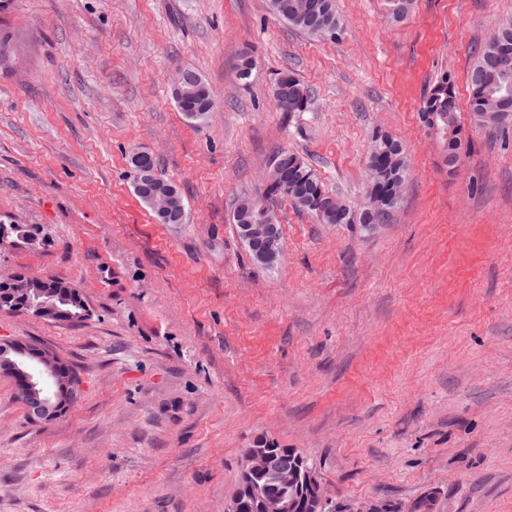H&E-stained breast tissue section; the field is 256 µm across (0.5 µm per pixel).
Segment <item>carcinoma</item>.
<instances>
[{
    "instance_id": "carcinoma-1",
    "label": "carcinoma",
    "mask_w": 512,
    "mask_h": 512,
    "mask_svg": "<svg viewBox=\"0 0 512 512\" xmlns=\"http://www.w3.org/2000/svg\"><path fill=\"white\" fill-rule=\"evenodd\" d=\"M414 0H386L387 14L394 22L403 21L412 11ZM278 18L288 26L309 35L337 37L342 23L336 14L334 0H271ZM184 80L173 88V97L179 111L195 124L204 123L214 109V101L205 80L191 69L183 70ZM512 88V20L505 19L493 37L483 45L468 73V111L474 121L486 127H495L512 116V105L498 106L492 99L501 95L504 86ZM273 99L276 108L292 116L305 112L312 98L307 86L292 72H282L274 82ZM421 119L434 137L443 142L447 163H457L465 138L458 117L455 78L442 73L429 88L420 104ZM389 136L382 134L371 140L367 177L378 184L375 197L366 198L358 206L329 192L313 165L298 153L280 152L272 161L260 192L241 199L235 206L232 223L257 224L263 215V206L275 205L280 200L290 201L297 209L308 213L320 224H370L371 213L383 207L394 209L400 199L390 198L392 178H406L405 152L386 150ZM132 172H146L148 180L134 186L141 202H146L149 189L169 194L178 204L176 213L168 218L153 213L160 224H184L187 209L181 194L171 183L155 176V159L142 153L129 158ZM30 297L46 302L40 318L52 322L80 323L88 319L83 295L70 282L53 278L25 277ZM23 295L0 289V311L15 312L25 307Z\"/></svg>"
}]
</instances>
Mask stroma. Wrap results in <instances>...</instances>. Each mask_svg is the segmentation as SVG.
Wrapping results in <instances>:
<instances>
[{
	"label": "stroma",
	"instance_id": "obj_1",
	"mask_svg": "<svg viewBox=\"0 0 512 512\" xmlns=\"http://www.w3.org/2000/svg\"><path fill=\"white\" fill-rule=\"evenodd\" d=\"M338 40L268 0H7L0 40V221L40 248L0 274L76 285L71 325L0 312V338L64 354L82 393L29 423L0 376V512H224L258 439L303 452L338 512H512V121L475 125L467 73L512 0H336ZM255 63L239 77L244 59ZM215 109L178 112V70ZM312 90L279 112L278 74ZM470 139L456 170L420 119L443 71ZM404 146L400 205L370 232L279 208L283 252L257 266L232 224L279 152L365 198L369 140ZM151 153L188 211L157 223L129 156Z\"/></svg>",
	"mask_w": 512,
	"mask_h": 512
}]
</instances>
